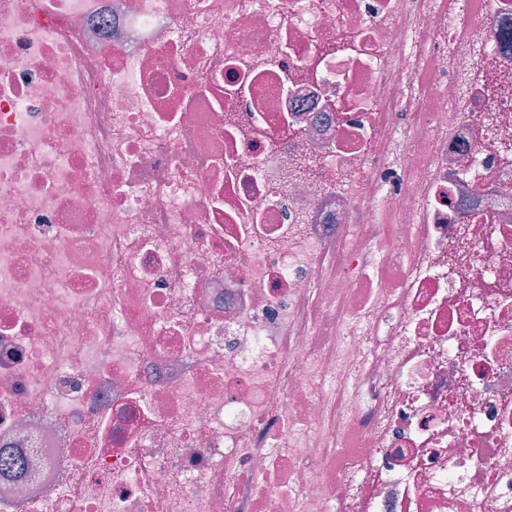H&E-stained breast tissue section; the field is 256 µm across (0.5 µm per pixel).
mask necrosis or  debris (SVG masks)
Returning a JSON list of instances; mask_svg holds the SVG:
<instances>
[{
	"label": "necrosis or debris",
	"mask_w": 512,
	"mask_h": 512,
	"mask_svg": "<svg viewBox=\"0 0 512 512\" xmlns=\"http://www.w3.org/2000/svg\"><path fill=\"white\" fill-rule=\"evenodd\" d=\"M512 0H0V512H512Z\"/></svg>",
	"instance_id": "1"
}]
</instances>
